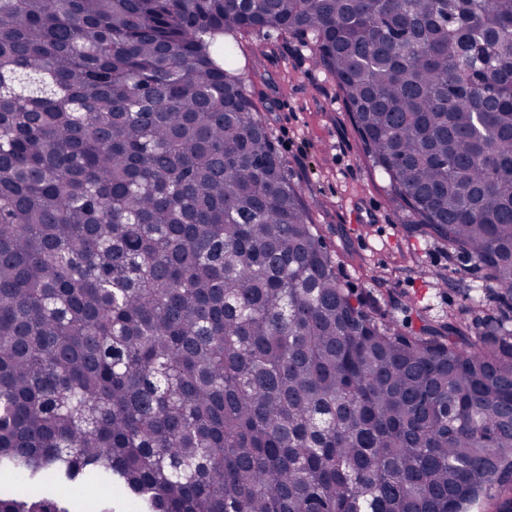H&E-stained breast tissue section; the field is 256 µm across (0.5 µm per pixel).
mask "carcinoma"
Instances as JSON below:
<instances>
[{
    "mask_svg": "<svg viewBox=\"0 0 512 512\" xmlns=\"http://www.w3.org/2000/svg\"><path fill=\"white\" fill-rule=\"evenodd\" d=\"M306 35L410 230L405 333L336 274L220 35ZM512 0H0V512H512ZM59 494L68 501H72L81 505V507L72 509V510H82V511H72V512H93V501L109 495V491L107 489H101L95 492H84L72 487H64L59 491Z\"/></svg>",
    "mask_w": 512,
    "mask_h": 512,
    "instance_id": "1",
    "label": "carcinoma"
}]
</instances>
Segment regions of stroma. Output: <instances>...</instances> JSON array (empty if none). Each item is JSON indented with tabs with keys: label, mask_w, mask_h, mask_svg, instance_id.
Listing matches in <instances>:
<instances>
[{
	"label": "stroma",
	"mask_w": 512,
	"mask_h": 512,
	"mask_svg": "<svg viewBox=\"0 0 512 512\" xmlns=\"http://www.w3.org/2000/svg\"><path fill=\"white\" fill-rule=\"evenodd\" d=\"M219 51L245 77L344 286L376 299L379 316L409 330L425 320H447L471 286L464 261L441 245L410 237L386 174L366 156L335 79L309 47L262 30L222 38ZM448 271L451 285H439L436 274ZM400 296L413 299L410 310L396 307Z\"/></svg>",
	"instance_id": "obj_1"
}]
</instances>
